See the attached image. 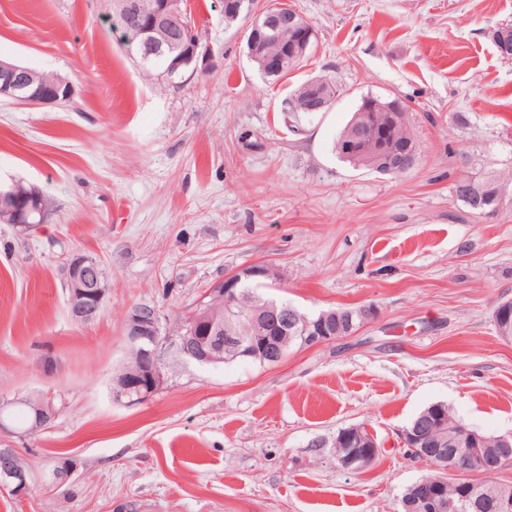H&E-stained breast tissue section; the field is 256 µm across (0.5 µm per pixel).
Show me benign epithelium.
I'll use <instances>...</instances> for the list:
<instances>
[{
    "mask_svg": "<svg viewBox=\"0 0 512 512\" xmlns=\"http://www.w3.org/2000/svg\"><path fill=\"white\" fill-rule=\"evenodd\" d=\"M113 11L119 15H136L143 27L138 32L141 39L140 54L143 60L153 56H165L174 72L183 65L206 55L200 50V43L184 46L175 37L174 28L181 19L178 0H113ZM277 25L288 24L296 31L300 44L309 41L313 30L297 14H274L266 10L252 13L248 28L247 43L256 46L265 39L264 31L270 27L271 20ZM165 33L159 39L156 34ZM492 41L499 54L512 57V31L498 28L492 32ZM74 88L69 81L54 72H39L27 66L0 58V98L37 107L41 105L64 106L74 99ZM45 212L39 204L38 191L15 182L6 188H0V223L13 224L29 229L43 223ZM264 275V266L253 265L224 277L203 294L202 313H192L193 328L175 336V342L162 331L158 310L151 306H137L129 312L124 323V337L129 347L140 353V366L135 371H122L113 380L112 394L117 401L137 404L163 388L166 383L164 357L170 345H175L185 358L201 366L214 367L226 361L225 350L234 346L243 357L258 358L264 364L274 365L287 356L288 346L298 342L303 347H314L335 341L353 334L352 327L345 323L344 317L334 311H323L313 317L304 314L290 304L279 305L272 301L255 313L247 316L252 334L241 336L235 323L238 314L232 307L236 287L242 279L260 280ZM64 284L67 292V307L71 320L77 324L93 322L103 309L110 293L107 274L95 258L84 253L67 255L63 264ZM226 300V304L215 306L216 300ZM24 405L31 412V422L24 429L30 434L45 430L56 418L58 409L55 397L49 393L27 395L10 402L0 403V431H7L6 412L15 405ZM404 447L417 449L434 448L433 457L437 462L448 460L464 470L481 468L488 473L496 471L502 462L512 461V433L501 434L495 438L499 453L493 460L484 459L480 453L483 437L480 432L464 426L460 422L441 429L431 436L424 422L418 421L413 427L401 433ZM351 442L364 449L363 454H352L339 459L342 468L357 473L366 469L378 455V442L364 425H351L336 435L334 447L340 442ZM16 451L13 448H0V484L8 486L20 494L28 490L32 482L30 470L21 468L15 462ZM437 490L432 498L418 499L403 504L404 512H469L476 507L480 492L470 491L459 498H444V489L448 479L438 475L431 479Z\"/></svg>",
    "mask_w": 512,
    "mask_h": 512,
    "instance_id": "benign-epithelium-1",
    "label": "benign epithelium"
}]
</instances>
